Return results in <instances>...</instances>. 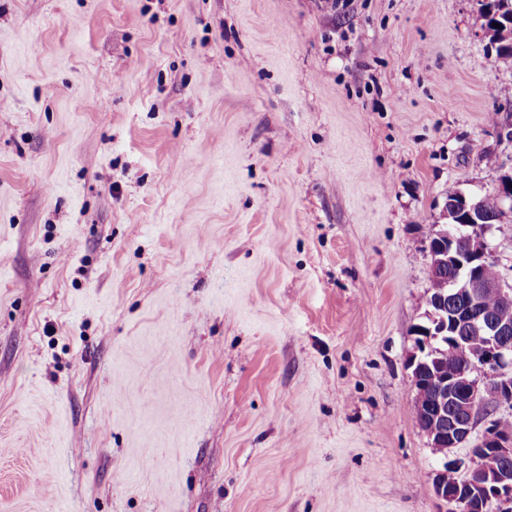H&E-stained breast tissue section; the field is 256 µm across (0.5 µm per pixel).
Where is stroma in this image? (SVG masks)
Instances as JSON below:
<instances>
[{
	"mask_svg": "<svg viewBox=\"0 0 512 512\" xmlns=\"http://www.w3.org/2000/svg\"><path fill=\"white\" fill-rule=\"evenodd\" d=\"M509 128L476 0H0V512H449L425 245Z\"/></svg>",
	"mask_w": 512,
	"mask_h": 512,
	"instance_id": "stroma-1",
	"label": "stroma"
}]
</instances>
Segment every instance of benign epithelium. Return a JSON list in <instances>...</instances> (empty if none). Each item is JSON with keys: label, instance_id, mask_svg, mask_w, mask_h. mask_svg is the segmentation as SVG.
<instances>
[{"label": "benign epithelium", "instance_id": "benign-epithelium-1", "mask_svg": "<svg viewBox=\"0 0 512 512\" xmlns=\"http://www.w3.org/2000/svg\"><path fill=\"white\" fill-rule=\"evenodd\" d=\"M494 13L480 18L483 37L496 45L512 37V30L489 25ZM443 218L446 223L429 239L427 251L431 265L457 271V277L446 283L438 281L430 290L427 317L431 325L419 326L422 340L409 359L416 365L422 356L438 352L436 342L460 345L465 330L486 337L479 353L455 368L443 378L440 387L430 392L419 376H411L415 390L416 409L424 413L423 431L430 447L441 444L448 449L466 442L478 417L472 404L487 405L484 417L488 425L481 440L482 452L468 459H446L436 471L433 486L436 495L458 512H512V434L496 427L491 419L502 404L512 406V325L487 322L475 306L483 291H491L507 305L512 304V283L499 276L484 278V268L495 261L486 241L492 223L483 220L475 204L466 198L445 202ZM462 474L463 484L448 485V470Z\"/></svg>", "mask_w": 512, "mask_h": 512}]
</instances>
